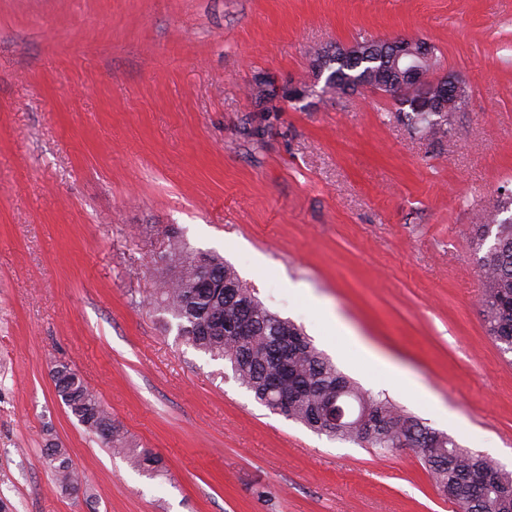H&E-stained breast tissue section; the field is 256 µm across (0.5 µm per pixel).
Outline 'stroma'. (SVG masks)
Masks as SVG:
<instances>
[{
  "mask_svg": "<svg viewBox=\"0 0 512 512\" xmlns=\"http://www.w3.org/2000/svg\"><path fill=\"white\" fill-rule=\"evenodd\" d=\"M405 36L466 81L448 134L313 83L322 46ZM512 192V0H0V500L6 512H461L387 455L256 402L153 301L165 229L223 257L362 388L512 471V359L488 335L471 241ZM344 329L327 325L329 317ZM364 341L415 379L383 381ZM68 362L139 448L57 396ZM85 495L56 485L46 439ZM51 376L61 401L86 430L99 437L102 444L113 453H132L137 467L146 473L162 469L161 459L150 451L134 453L136 449L126 433L115 423L111 412L74 367L59 361L52 367Z\"/></svg>",
  "mask_w": 512,
  "mask_h": 512,
  "instance_id": "obj_1",
  "label": "stroma"
}]
</instances>
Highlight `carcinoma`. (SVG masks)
Listing matches in <instances>:
<instances>
[{"label": "carcinoma", "mask_w": 512, "mask_h": 512, "mask_svg": "<svg viewBox=\"0 0 512 512\" xmlns=\"http://www.w3.org/2000/svg\"><path fill=\"white\" fill-rule=\"evenodd\" d=\"M358 51L341 62L336 58L323 61L315 71L316 79H324L325 90L357 91L366 84L389 82L384 44L363 40ZM254 106L273 112L276 95L255 83L250 86ZM448 111L433 118L431 112H417L406 107L404 116L416 130L427 133H448L454 115L465 99L448 95ZM474 239L480 278V303L489 334L500 344L503 353H512V216L503 220L492 218L490 224L478 225ZM170 242L168 263L156 268L161 305L178 320V330L194 348L230 362L234 376L249 390L255 400L272 408L274 394L269 391L270 377L283 371L293 392L288 418L309 425L322 399L330 396L336 386L348 377L340 372L303 331L288 319L270 312L257 299L236 271L216 254L201 255L175 240V232L165 231ZM493 243L488 245V238ZM203 257L210 266L213 280L235 285L231 291L207 288L197 273L194 259ZM52 380L61 401L86 430L97 435L107 448L117 454H135L136 465L146 473L162 469L161 459L150 451L135 452L126 433L112 419V413L100 397L69 363L59 361L51 369ZM349 397L368 412L365 422L350 425L331 439L352 441L365 448L389 453L407 447L421 457L435 485L454 490L462 512H470L468 504L474 497L475 477L491 473L495 482L483 493L479 512H512V472L484 455L461 447L454 438L425 425L386 398L374 395L350 382ZM44 458L62 491L71 493L82 484L65 449L53 440L44 448Z\"/></svg>", "instance_id": "obj_1"}]
</instances>
